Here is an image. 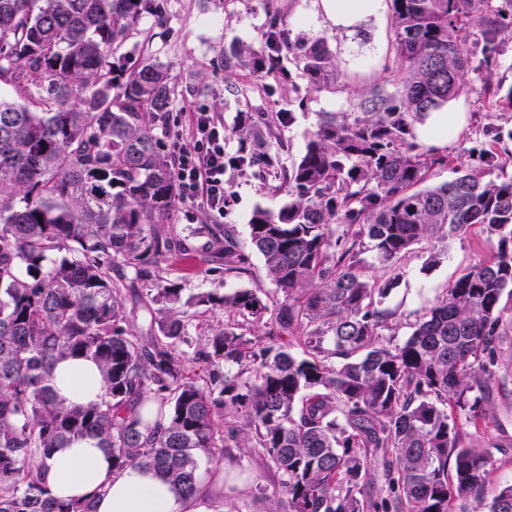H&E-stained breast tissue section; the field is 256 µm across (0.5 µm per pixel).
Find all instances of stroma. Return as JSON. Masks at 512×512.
I'll use <instances>...</instances> for the list:
<instances>
[{"label":"stroma","instance_id":"35a3bbf8","mask_svg":"<svg viewBox=\"0 0 512 512\" xmlns=\"http://www.w3.org/2000/svg\"><path fill=\"white\" fill-rule=\"evenodd\" d=\"M161 16L142 15L116 53L117 65L129 68L144 58L169 67L176 95L171 121L162 139L165 153H172L177 132L187 130L193 112H211L225 129L224 149L236 151L238 141L232 133L241 112L261 108L288 111V88L275 78L259 79L241 73L238 86L247 95L230 91L224 83L221 58L234 44L260 47L269 14L280 13L292 38L327 37L336 50L339 79L335 88L312 94L307 106L294 113L291 124L281 126L278 136L284 144L282 159L291 163L305 150L324 112H351L356 98L353 88L390 92L395 85L392 70L385 61L393 54L390 10L380 0L374 12L361 16L349 26H341L325 13L322 0H161ZM466 112V121L443 153L445 165H437L427 173L428 185L434 186L454 178L455 167H478V154L486 148L489 123L512 125V112L492 111L487 100L479 97L474 87H466L458 97ZM235 199L223 215H212L186 204H178L173 221L178 225H232L244 253L250 256L247 274L221 278L209 275L200 256L172 255L162 263L165 278L179 281L184 296L221 289L231 292L239 288L259 289L271 294L275 286L268 277L263 260L250 244L248 222L255 209L278 212L289 200L288 190L279 182L237 176L233 179ZM497 252V237L479 224L473 225L446 244L429 251L418 248L391 265L379 264L372 252H364L368 274L394 278L396 285L384 306L393 317L386 332L393 342L405 340L412 325L426 307L445 294L461 272L472 265L492 259ZM492 403L480 414L479 427L470 438L479 448L495 452L490 467L484 498L492 500L498 491L512 484V384L492 382ZM225 471L237 472L239 481L224 484L223 512H269L278 505L281 492L278 477L259 458L244 456L242 449L224 451Z\"/></svg>","mask_w":512,"mask_h":512}]
</instances>
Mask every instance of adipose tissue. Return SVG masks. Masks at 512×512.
I'll use <instances>...</instances> for the list:
<instances>
[{
	"label": "adipose tissue",
	"instance_id": "1",
	"mask_svg": "<svg viewBox=\"0 0 512 512\" xmlns=\"http://www.w3.org/2000/svg\"><path fill=\"white\" fill-rule=\"evenodd\" d=\"M52 376L59 396L67 402L86 404L103 394L93 361H59ZM43 479L57 497L92 500L95 512H217L224 499L220 484L202 483L194 497L185 499L149 467L113 469L111 454L92 437L55 449Z\"/></svg>",
	"mask_w": 512,
	"mask_h": 512
}]
</instances>
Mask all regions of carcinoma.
Wrapping results in <instances>:
<instances>
[{
    "mask_svg": "<svg viewBox=\"0 0 512 512\" xmlns=\"http://www.w3.org/2000/svg\"><path fill=\"white\" fill-rule=\"evenodd\" d=\"M398 75L394 92L357 90L354 112H323L304 153L280 163L273 128L291 112L240 113L227 169L288 187L292 200L256 209L249 238L276 286L183 297L161 261L206 239L207 272H248L235 230L177 228L173 161L159 132L171 112L168 69L152 59L124 73L110 60L154 0H0V512H95L54 498L42 475L53 449L98 438L121 469L147 465L183 497L201 462L236 446L279 475L288 512H450L482 501L490 453L466 425L489 403L500 337L512 330V176L485 178L512 157V128L488 126L482 168L447 162L416 141L415 123L456 99L468 81L512 111L489 63L512 31V0H387ZM288 60L292 70L283 69ZM241 69L306 94L336 86L328 39H291L269 17L264 43L224 52V80ZM482 224L495 257L468 268L401 343L386 341L395 281L370 279L361 239L382 265ZM190 307L240 318L191 336ZM139 317L143 329L132 328ZM267 318L265 337L245 323ZM203 375L184 370L188 355ZM86 358L104 394L86 405L55 391L52 367ZM236 365L234 374L226 367ZM381 457L384 496L365 492ZM486 512H512V485Z\"/></svg>",
    "mask_w": 512,
    "mask_h": 512,
    "instance_id": "cac0c4a2",
    "label": "carcinoma"
}]
</instances>
